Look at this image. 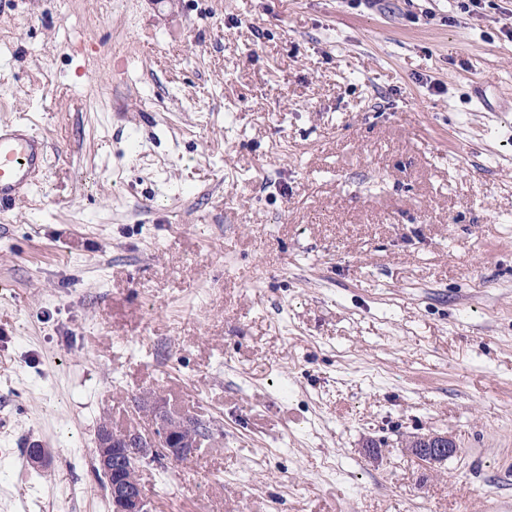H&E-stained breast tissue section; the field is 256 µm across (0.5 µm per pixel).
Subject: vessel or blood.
I'll list each match as a JSON object with an SVG mask.
<instances>
[{
	"instance_id": "b4317fda",
	"label": "vessel or blood",
	"mask_w": 512,
	"mask_h": 512,
	"mask_svg": "<svg viewBox=\"0 0 512 512\" xmlns=\"http://www.w3.org/2000/svg\"><path fill=\"white\" fill-rule=\"evenodd\" d=\"M48 162L47 145L23 123L0 124V212H7L35 185Z\"/></svg>"
}]
</instances>
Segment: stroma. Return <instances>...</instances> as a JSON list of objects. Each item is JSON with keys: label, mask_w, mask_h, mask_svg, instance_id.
Here are the masks:
<instances>
[{"label": "stroma", "mask_w": 512, "mask_h": 512, "mask_svg": "<svg viewBox=\"0 0 512 512\" xmlns=\"http://www.w3.org/2000/svg\"><path fill=\"white\" fill-rule=\"evenodd\" d=\"M12 121L0 512H110L143 392L154 512H512V0H0ZM48 162L47 145L24 123L0 124V212L4 214L35 185ZM210 432L203 421L161 405L154 407V418L148 427L117 433L104 420L97 430L95 453L98 470L108 478L112 512H152L151 501L140 483L142 462L162 455L185 460L200 447L201 434ZM411 454L422 464H441L456 452V445L443 434H431L417 439L410 448Z\"/></svg>", "instance_id": "1"}]
</instances>
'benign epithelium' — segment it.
<instances>
[{"label": "benign epithelium", "mask_w": 512, "mask_h": 512, "mask_svg": "<svg viewBox=\"0 0 512 512\" xmlns=\"http://www.w3.org/2000/svg\"><path fill=\"white\" fill-rule=\"evenodd\" d=\"M203 433H210L206 423L161 405L154 407L148 427L117 433L108 421H103L97 430L95 453L98 470L109 478L112 512H153L140 483L141 464L162 455L185 460L200 447ZM410 452L421 463L435 465L454 454L456 445L446 435L431 434L418 439ZM50 457L51 450L45 445L28 450V460L36 469L45 467Z\"/></svg>", "instance_id": "1"}]
</instances>
